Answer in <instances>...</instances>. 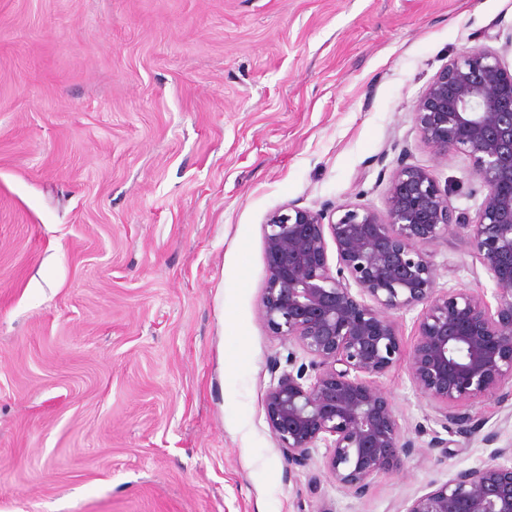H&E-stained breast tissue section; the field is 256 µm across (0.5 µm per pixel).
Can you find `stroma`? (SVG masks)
Masks as SVG:
<instances>
[{
  "label": "stroma",
  "mask_w": 512,
  "mask_h": 512,
  "mask_svg": "<svg viewBox=\"0 0 512 512\" xmlns=\"http://www.w3.org/2000/svg\"><path fill=\"white\" fill-rule=\"evenodd\" d=\"M512 69V0H0V512H401L512 445V396L365 496L288 464L263 408L288 343L258 315L281 205L384 210L400 160L454 185L413 105L469 50ZM441 285L493 297L452 226Z\"/></svg>",
  "instance_id": "stroma-1"
}]
</instances>
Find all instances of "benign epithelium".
<instances>
[{
	"label": "benign epithelium",
	"instance_id": "1",
	"mask_svg": "<svg viewBox=\"0 0 512 512\" xmlns=\"http://www.w3.org/2000/svg\"><path fill=\"white\" fill-rule=\"evenodd\" d=\"M413 122L438 158L469 160L483 187L474 213L454 207L430 169L403 160L382 212L288 203L264 224L258 314L308 358L299 364L289 352L288 369L266 390L270 434L291 464L305 465L325 448L326 474L355 497L414 448L376 384L396 363L406 362L433 421L450 433L467 430L464 403L512 390V70L493 48L467 52L434 76ZM454 224L468 229L492 279L494 308L481 295L438 286L430 247ZM417 307L406 352L391 314ZM403 512H512V448H495L484 465L430 484Z\"/></svg>",
	"mask_w": 512,
	"mask_h": 512
}]
</instances>
